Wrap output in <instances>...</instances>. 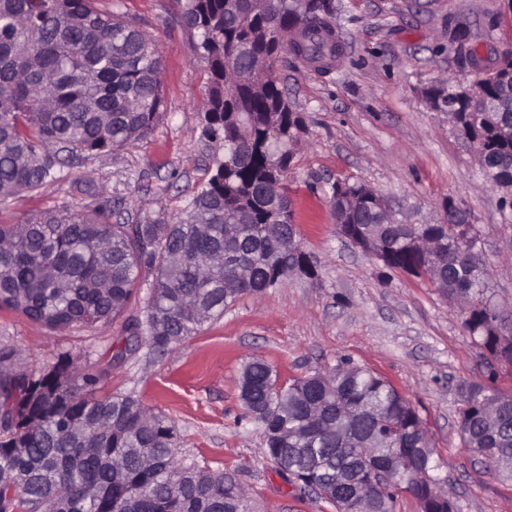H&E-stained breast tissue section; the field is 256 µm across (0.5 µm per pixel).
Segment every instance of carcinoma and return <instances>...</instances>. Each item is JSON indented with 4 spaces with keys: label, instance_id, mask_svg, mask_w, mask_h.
Returning a JSON list of instances; mask_svg holds the SVG:
<instances>
[{
    "label": "carcinoma",
    "instance_id": "obj_1",
    "mask_svg": "<svg viewBox=\"0 0 512 512\" xmlns=\"http://www.w3.org/2000/svg\"><path fill=\"white\" fill-rule=\"evenodd\" d=\"M97 0H0V198L34 191L69 154L110 153L145 138L163 103L155 41ZM180 22L205 63L203 135L224 154L174 224H122L110 205L64 206L19 224H0V310L59 331L123 314L147 288L143 314L125 319V360L141 349L164 355L224 316L244 294L259 295L294 268L317 266L293 229L284 185L302 118L272 79L288 53L322 74L343 57L330 38L332 0H176ZM302 25L303 39L275 37ZM430 107L457 113L458 136L486 154V181L512 188V62L471 94L441 76L424 90ZM363 183L331 184V197L362 194ZM337 220L351 236L385 245L381 267L426 278L471 307L463 327L483 349L488 384L465 391L460 435L489 467L512 479V395L493 383L512 365V343L495 334L502 317L487 288L476 236L459 224H386L368 204ZM419 234L444 241L436 259L408 246ZM0 349V512H255L229 473L178 455L172 419L133 391L105 393L101 374L67 360L39 376L11 367ZM238 422L259 425L266 458L333 512L352 509L354 483L376 512H395L410 494L419 512H452L434 494L435 450L423 421L377 373L339 359L325 372L279 382L263 360L240 377ZM392 462L422 472L404 487L379 480ZM352 483L336 486V472Z\"/></svg>",
    "mask_w": 512,
    "mask_h": 512
}]
</instances>
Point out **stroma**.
<instances>
[{
    "label": "stroma",
    "instance_id": "1",
    "mask_svg": "<svg viewBox=\"0 0 512 512\" xmlns=\"http://www.w3.org/2000/svg\"><path fill=\"white\" fill-rule=\"evenodd\" d=\"M151 35L162 59L163 106L153 131L133 145L65 166L59 180L0 202V222L64 205L125 204L129 223L170 224L209 178L219 147L202 135L207 86L179 22L175 0H99ZM468 44L512 51V13L499 0H341L336 18L344 60L331 74L286 55L278 73L305 118L286 185L299 239L318 265L315 280L291 278L242 296L223 317L161 357L115 360L122 319L60 332L0 311V348L13 366L51 370L69 358L102 373L105 391H134L175 423L179 451L211 471L236 476L258 512H332L295 491L265 457L256 426L237 424L239 377L254 359L287 381L334 367L340 358L390 381L422 419L438 477L457 512H512V483L464 447L461 386L486 380L482 350L458 304L427 280L401 272L381 281L378 262L336 232L329 185L361 179L414 224H441L454 199L474 224L488 288L512 331V211L483 177L468 144L422 90L442 75L467 78L448 29Z\"/></svg>",
    "mask_w": 512,
    "mask_h": 512
}]
</instances>
